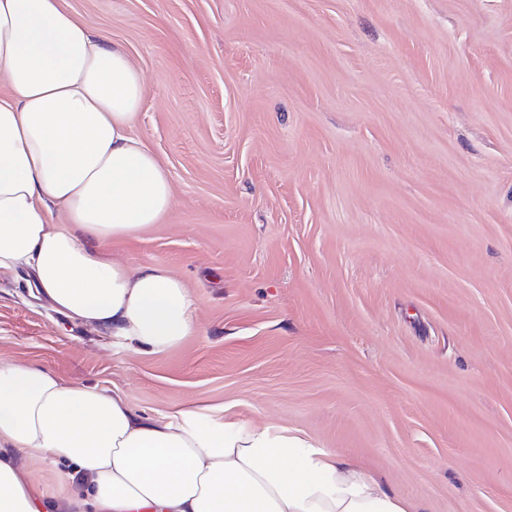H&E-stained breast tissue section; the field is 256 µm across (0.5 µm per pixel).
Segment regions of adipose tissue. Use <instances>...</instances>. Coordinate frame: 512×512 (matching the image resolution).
Here are the masks:
<instances>
[{
	"label": "adipose tissue",
	"instance_id": "1",
	"mask_svg": "<svg viewBox=\"0 0 512 512\" xmlns=\"http://www.w3.org/2000/svg\"><path fill=\"white\" fill-rule=\"evenodd\" d=\"M0 271L30 268L51 306L162 353L196 330L183 280L130 271L99 243L174 205L166 170L131 129L145 87L129 54L62 0H0ZM66 215L52 224L53 209ZM52 462L67 495L38 497L18 455ZM425 512L336 451L197 408L149 417L121 396L0 361V512Z\"/></svg>",
	"mask_w": 512,
	"mask_h": 512
}]
</instances>
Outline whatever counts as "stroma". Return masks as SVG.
<instances>
[{"label":"stroma","mask_w":512,"mask_h":512,"mask_svg":"<svg viewBox=\"0 0 512 512\" xmlns=\"http://www.w3.org/2000/svg\"><path fill=\"white\" fill-rule=\"evenodd\" d=\"M146 87L161 264L196 331L143 354L0 273V359L155 417L211 407L428 512H512V0H64Z\"/></svg>","instance_id":"stroma-1"}]
</instances>
